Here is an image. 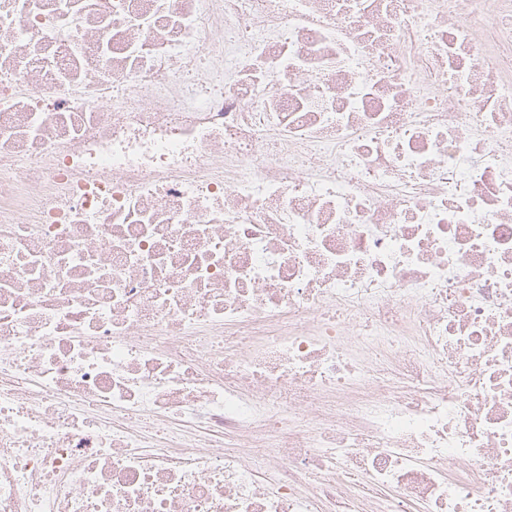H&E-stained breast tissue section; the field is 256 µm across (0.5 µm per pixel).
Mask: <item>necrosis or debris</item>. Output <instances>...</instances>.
Listing matches in <instances>:
<instances>
[{"label":"necrosis or debris","instance_id":"1","mask_svg":"<svg viewBox=\"0 0 512 512\" xmlns=\"http://www.w3.org/2000/svg\"><path fill=\"white\" fill-rule=\"evenodd\" d=\"M512 512V0H0V512Z\"/></svg>","mask_w":512,"mask_h":512}]
</instances>
